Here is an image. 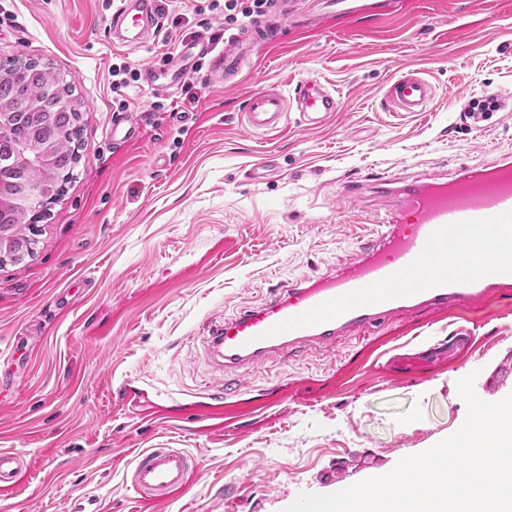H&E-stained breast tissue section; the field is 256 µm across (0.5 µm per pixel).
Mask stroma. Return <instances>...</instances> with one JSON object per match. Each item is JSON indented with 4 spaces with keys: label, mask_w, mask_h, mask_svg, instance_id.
I'll use <instances>...</instances> for the list:
<instances>
[{
    "label": "stroma",
    "mask_w": 512,
    "mask_h": 512,
    "mask_svg": "<svg viewBox=\"0 0 512 512\" xmlns=\"http://www.w3.org/2000/svg\"><path fill=\"white\" fill-rule=\"evenodd\" d=\"M112 2L0 0V60L61 72L83 127L76 177L38 223L32 255L0 262V372L15 367L0 386V449L24 461L0 484V512H283L300 493L336 492L334 470L355 484L458 430L461 378L475 375L488 402L512 393L510 288L272 356L236 372L239 392L216 415L181 410L188 391L222 380L206 321L353 255L375 200L339 199V180L512 150V114L477 128L462 111L512 93V0H414L389 20L292 32L235 88L200 70L186 79L190 103L184 88L138 81L125 111L112 99L113 64L159 66L198 40L220 51L224 16L167 0L159 35L121 47L109 42ZM411 68L436 88L428 111H386L392 79ZM310 75L340 94L332 123L244 127L249 93ZM128 112L142 136L119 149L112 125ZM267 158L272 170L253 178ZM433 346L432 358L404 364ZM160 441L200 461L163 503L126 481L135 455Z\"/></svg>",
    "instance_id": "obj_1"
}]
</instances>
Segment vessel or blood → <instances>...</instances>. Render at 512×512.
I'll return each instance as SVG.
<instances>
[{
	"mask_svg": "<svg viewBox=\"0 0 512 512\" xmlns=\"http://www.w3.org/2000/svg\"><path fill=\"white\" fill-rule=\"evenodd\" d=\"M157 0H116L110 28L137 27L138 43L154 36L160 15ZM398 0H269L264 15L231 33L211 61L210 75L225 87L239 84L263 51L281 47L286 28L311 35L333 21L350 24L394 13ZM192 51L183 48L163 69L148 68V83L166 78L181 85L192 72ZM395 109L426 111L434 98L420 71L397 76L387 90ZM340 96L318 77L299 80L291 95L260 89L244 100V125L256 133L285 127L289 113L307 128L328 122ZM374 195L369 230L360 236L354 257L320 274L278 282L264 301L222 320L209 321L207 344L226 369L286 356L311 344H332L346 334L386 322L398 311L442 310L479 300L512 286V153L499 154L454 170L427 169L407 179L381 172L346 178L338 194L345 200ZM492 237L490 267L467 266L457 254L466 244ZM199 462L179 448L142 450L127 472L134 492L160 502L186 486Z\"/></svg>",
	"mask_w": 512,
	"mask_h": 512,
	"instance_id": "obj_1",
	"label": "vessel or blood"
}]
</instances>
